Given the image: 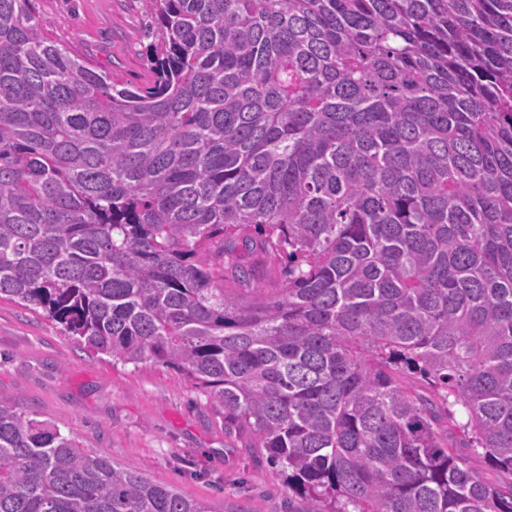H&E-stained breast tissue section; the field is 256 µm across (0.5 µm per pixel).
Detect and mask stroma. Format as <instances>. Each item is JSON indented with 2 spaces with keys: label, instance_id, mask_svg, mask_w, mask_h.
Returning <instances> with one entry per match:
<instances>
[{
  "label": "stroma",
  "instance_id": "35a3bbf8",
  "mask_svg": "<svg viewBox=\"0 0 512 512\" xmlns=\"http://www.w3.org/2000/svg\"><path fill=\"white\" fill-rule=\"evenodd\" d=\"M50 40L131 88L151 77L141 0H32ZM0 397L59 426L83 448L211 512H284L288 488L224 408L177 369L93 355L58 325L0 300Z\"/></svg>",
  "mask_w": 512,
  "mask_h": 512
}]
</instances>
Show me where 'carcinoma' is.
I'll use <instances>...</instances> for the list:
<instances>
[{
	"label": "carcinoma",
	"mask_w": 512,
	"mask_h": 512,
	"mask_svg": "<svg viewBox=\"0 0 512 512\" xmlns=\"http://www.w3.org/2000/svg\"><path fill=\"white\" fill-rule=\"evenodd\" d=\"M144 2L132 90L0 0V298L180 368L288 512H512V0ZM0 512L210 510L0 398Z\"/></svg>",
	"instance_id": "obj_1"
}]
</instances>
